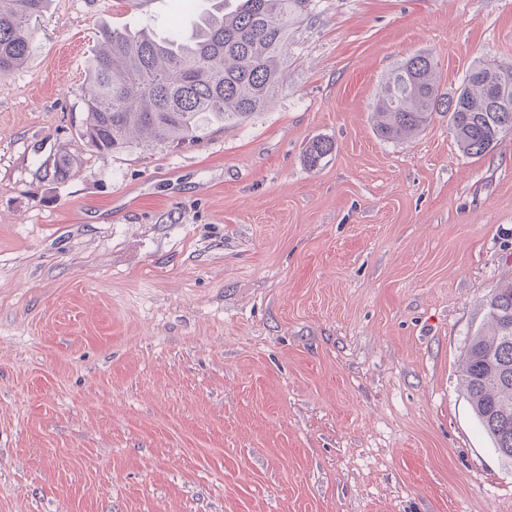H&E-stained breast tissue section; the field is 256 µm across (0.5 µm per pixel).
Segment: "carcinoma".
<instances>
[{
	"mask_svg": "<svg viewBox=\"0 0 512 512\" xmlns=\"http://www.w3.org/2000/svg\"><path fill=\"white\" fill-rule=\"evenodd\" d=\"M309 0H217L186 34L177 25L162 41L142 30L105 27L89 58L80 90L81 136L99 153L133 143L164 148L194 143L212 126L240 122L259 112L283 83L288 29ZM49 0H0V77L23 65L33 50L31 20ZM437 63L419 53L382 81L376 129L387 140L418 134L433 114L446 112L463 153L481 156L512 133V67H472L456 92L444 95ZM509 85L508 111L491 112L489 90ZM332 151L312 141L306 163L315 167ZM490 331H478L466 349L462 380L469 403L496 451L512 460V281L486 303Z\"/></svg>",
	"mask_w": 512,
	"mask_h": 512,
	"instance_id": "1",
	"label": "carcinoma"
}]
</instances>
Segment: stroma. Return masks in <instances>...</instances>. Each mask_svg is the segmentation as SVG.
Listing matches in <instances>:
<instances>
[{
    "label": "stroma",
    "mask_w": 512,
    "mask_h": 512,
    "mask_svg": "<svg viewBox=\"0 0 512 512\" xmlns=\"http://www.w3.org/2000/svg\"><path fill=\"white\" fill-rule=\"evenodd\" d=\"M213 2L51 0L0 78V512H512L460 380L512 281V135L473 157L447 113L372 118L416 53L448 93L512 66V0H310L264 110L89 147L100 27Z\"/></svg>",
    "instance_id": "obj_1"
}]
</instances>
